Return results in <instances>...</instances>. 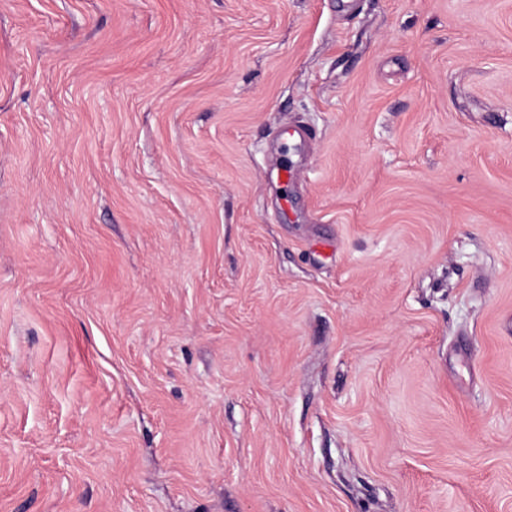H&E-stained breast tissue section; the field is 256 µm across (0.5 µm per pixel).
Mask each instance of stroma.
I'll use <instances>...</instances> for the list:
<instances>
[{"label":"stroma","instance_id":"35a3bbf8","mask_svg":"<svg viewBox=\"0 0 512 512\" xmlns=\"http://www.w3.org/2000/svg\"><path fill=\"white\" fill-rule=\"evenodd\" d=\"M0 512H512V0H0Z\"/></svg>","mask_w":512,"mask_h":512}]
</instances>
